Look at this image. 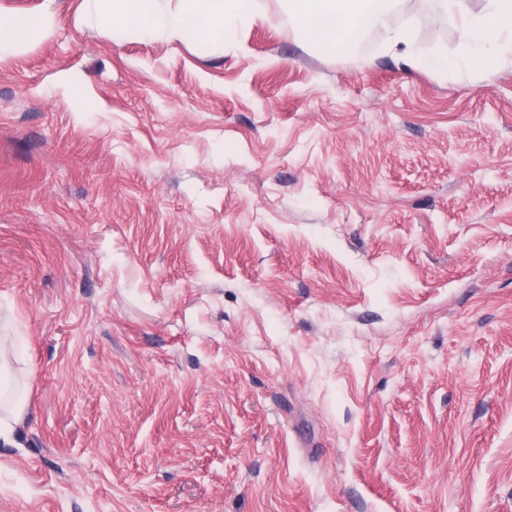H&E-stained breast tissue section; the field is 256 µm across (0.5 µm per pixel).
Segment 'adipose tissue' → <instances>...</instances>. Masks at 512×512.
Returning a JSON list of instances; mask_svg holds the SVG:
<instances>
[{"label": "adipose tissue", "instance_id": "adipose-tissue-1", "mask_svg": "<svg viewBox=\"0 0 512 512\" xmlns=\"http://www.w3.org/2000/svg\"><path fill=\"white\" fill-rule=\"evenodd\" d=\"M100 25L142 39L178 40L195 33L208 43L234 39L239 27L254 23L260 13L254 0H88ZM457 19L456 53L440 50L427 57L405 55L407 65L445 75L460 67L485 69L512 54V0H487L484 11L465 10L462 0H441ZM408 0H289V19L310 41L329 51L351 48L366 32L386 31L390 44L409 45L410 26L390 28L393 12L405 10ZM50 14L28 15L0 22V56L20 50L32 37L48 32Z\"/></svg>", "mask_w": 512, "mask_h": 512}]
</instances>
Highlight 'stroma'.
<instances>
[{"instance_id":"stroma-1","label":"stroma","mask_w":512,"mask_h":512,"mask_svg":"<svg viewBox=\"0 0 512 512\" xmlns=\"http://www.w3.org/2000/svg\"><path fill=\"white\" fill-rule=\"evenodd\" d=\"M256 7L217 45L0 0L54 18L0 57V512H512V63ZM6 416H0V441L11 443L14 423L22 418L26 411V404L20 398L6 397Z\"/></svg>"}]
</instances>
